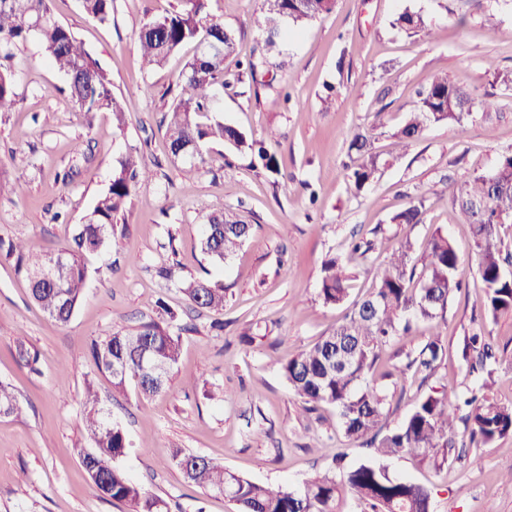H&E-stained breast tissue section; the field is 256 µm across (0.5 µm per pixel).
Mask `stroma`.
Returning a JSON list of instances; mask_svg holds the SVG:
<instances>
[{
    "label": "stroma",
    "instance_id": "1",
    "mask_svg": "<svg viewBox=\"0 0 512 512\" xmlns=\"http://www.w3.org/2000/svg\"><path fill=\"white\" fill-rule=\"evenodd\" d=\"M171 3L113 0L112 20L103 25L78 0L50 2L125 102L121 135L113 132L111 113L75 109L37 39L12 50L17 105L0 113V237L64 247L129 150L139 152L152 176L132 192L123 234L92 258L85 297L68 323L45 314L24 275L0 260V381L23 404L21 416H0V512H129L97 494L77 455L93 445L82 421L89 381L126 431L121 467L171 512H237L228 499L185 481L170 460L175 448L215 458L258 483L294 487L329 470L336 452L345 453L349 466L366 461L368 449L344 438L337 410H306L279 367L346 313L319 296L323 263L347 260L351 237L371 241L378 229L394 241L410 238L416 260L435 232L447 233L466 282L437 327L420 326L384 348L370 383L391 402L387 426L398 427L429 390L460 393L475 384L462 348L480 322L503 352L491 393L512 401V315L487 319L478 259L450 195L452 182L489 172L512 153V90L493 82L495 71L512 70V0H482L478 9L461 0H335L330 13L270 46L252 24L261 0H210L211 15L236 34L238 60L259 63L255 77L219 91V115L275 152L280 171L213 144L188 176L167 147L164 117L195 47L183 46L148 69L137 41L143 23ZM406 9L421 13L426 29L394 27ZM488 14L491 29L484 24ZM438 74L474 86L493 109L474 110L465 133L434 124L406 150L394 151L393 133L414 111L418 90ZM368 127L375 130L379 172L359 190L348 178L349 143ZM420 193L423 223H392ZM202 202L253 226L218 266L199 248ZM173 247L181 278L205 275L223 289L222 313L194 308L175 283L157 277ZM161 301L176 312L182 336L165 392L146 398L132 386L115 391L95 366L92 342L156 319ZM435 331L445 358L427 377L406 369L408 356ZM18 336L38 351L39 374L17 362ZM388 467L428 488L433 512H512V435L469 449L464 462L434 467L404 456Z\"/></svg>",
    "mask_w": 512,
    "mask_h": 512
}]
</instances>
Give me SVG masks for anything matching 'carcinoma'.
<instances>
[{
    "label": "carcinoma",
    "instance_id": "carcinoma-1",
    "mask_svg": "<svg viewBox=\"0 0 512 512\" xmlns=\"http://www.w3.org/2000/svg\"><path fill=\"white\" fill-rule=\"evenodd\" d=\"M84 13L101 24L112 17L113 0H80ZM209 0H174L172 9L148 19L138 33V44L146 66H158L187 43L196 52L186 64L176 87L175 103L168 112L166 135L170 151L183 145L196 149L195 161H204L206 148L221 143L230 152L255 156L263 167L279 171L275 154L257 145L231 125L216 117L215 89L230 85L225 62L236 56L232 32L213 20ZM331 0H263L261 14L253 19L265 33L286 21L298 25L332 11ZM394 25L416 33L425 28L424 17L404 10ZM30 37L38 39L50 62L66 77L65 92L81 112H109L113 131L126 127L124 102L112 93L108 73L94 60L82 42L57 22L49 0H0V57L12 58L13 47ZM417 107L395 133L396 147L403 150L419 139L432 124L464 128L475 107L473 90L464 84L435 75L417 91ZM17 104L15 77L10 68L0 69V112ZM373 130L356 133L349 151L356 164L350 178L356 188L370 184L379 170L378 156L372 152ZM494 178L474 173L451 185L452 205L469 226L472 247L478 256V276L483 288V304L492 317L512 314V253L503 254L499 235L502 215L512 216V153L502 155L492 169ZM148 176L137 156L128 153L114 169L112 181L102 192L75 230L72 243L45 251L24 241L0 238V256L12 260L30 285L32 299L53 320H70L85 295L88 257L102 251L118 230L132 190ZM206 224L200 240L201 251L215 262L233 254L252 233L244 224L222 211H210L200 204ZM425 213V196L410 200L395 213L394 224H420ZM413 244L405 239L387 252L378 264L377 282L350 311L314 345L289 357L281 373L289 388L305 404L328 405L339 413L346 440L367 446L371 459L355 466L342 465L343 455L334 459L333 472L318 474L294 489L287 485H267L241 476L214 459L172 452L176 464L186 462L188 483L215 494L231 488L224 497L239 512H344L347 496L357 498L366 512H432L431 493L424 486L389 474L385 461L411 456L422 463L441 466L456 448L463 432L469 441L486 446L512 434V402L504 403L488 394L493 379L492 366L498 362L482 329L472 330L464 339L462 357L472 370L484 372L487 380L466 391L449 395L430 390L416 400L402 423L395 429L386 425L390 404L387 396L368 383L377 370L381 350L392 339L409 333L419 323L432 324L444 318L450 299L463 288L461 259L448 235L438 231L429 240L421 266L408 265ZM61 262V271L52 279L43 278L47 261ZM352 272L331 258L322 266L319 295L324 304L340 306L350 296ZM182 292L195 306L209 311L224 309V289L215 288L206 278L182 282ZM160 319L145 323L132 333L115 334L92 343L97 369L112 376V386L122 391L133 382L146 397L162 393L177 364L181 337L171 330L175 312L159 303ZM446 354L441 340L434 338L406 367L430 371ZM151 355L167 366L161 377L144 370V356ZM19 363L36 370L37 352L25 341L15 339ZM92 385L86 386L83 403L84 425L94 442L91 452L80 448L81 464L93 487L106 499L129 505L132 512H168L167 504L151 495L119 465L128 442L123 429L98 407ZM20 405L10 386L0 382V414L14 415Z\"/></svg>",
    "mask_w": 512,
    "mask_h": 512
}]
</instances>
